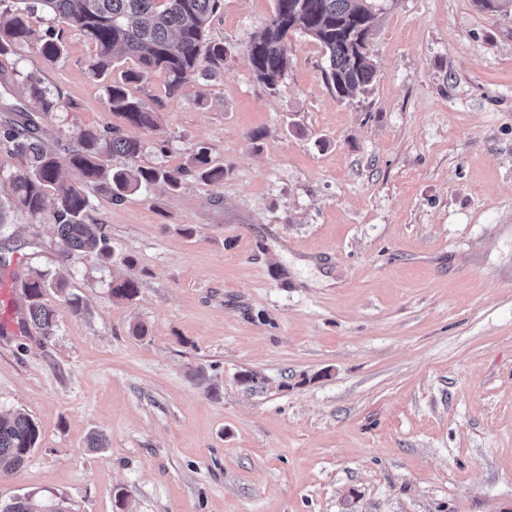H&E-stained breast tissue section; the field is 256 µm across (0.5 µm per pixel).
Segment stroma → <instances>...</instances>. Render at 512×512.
Listing matches in <instances>:
<instances>
[{"label":"stroma","instance_id":"1","mask_svg":"<svg viewBox=\"0 0 512 512\" xmlns=\"http://www.w3.org/2000/svg\"><path fill=\"white\" fill-rule=\"evenodd\" d=\"M370 3L377 73L341 100L300 32L278 89L258 82L246 49L276 2L223 0L217 78L130 84L154 130L107 111L83 39L27 15L67 54L0 56V112L34 71L74 104L42 120L48 144L115 127L142 149L113 166L173 169L202 143L228 173L120 203L86 187L103 261L66 251L47 213L0 227V412L40 429L0 504L512 512V8ZM37 268L67 276L48 336L26 320ZM124 278L134 299L112 296Z\"/></svg>","mask_w":512,"mask_h":512}]
</instances>
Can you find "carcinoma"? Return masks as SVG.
Returning a JSON list of instances; mask_svg holds the SVG:
<instances>
[{
  "instance_id": "1",
  "label": "carcinoma",
  "mask_w": 512,
  "mask_h": 512,
  "mask_svg": "<svg viewBox=\"0 0 512 512\" xmlns=\"http://www.w3.org/2000/svg\"><path fill=\"white\" fill-rule=\"evenodd\" d=\"M223 0H0V56L13 52L15 45L37 42L42 57L51 63L66 52L62 36L52 30L37 36L27 25L25 13L41 8L64 20L69 30L94 45L86 61L89 76L103 84L109 111L133 125L155 129L154 111L141 98L130 94L127 84L144 74L159 71L166 79L168 94L186 83L211 78L224 68V43L208 37L213 17ZM374 14L368 0H276L275 13L262 32L248 45V58L255 78L274 90L288 69V37L300 31L318 41L327 54L324 70L327 85L341 98L365 89L373 80L376 65L367 48ZM133 57L136 70L112 79L117 57ZM23 89L31 110L13 108L14 115L0 121V141L23 160V168L10 177L13 201H0V226L10 223L11 210L21 208L37 217L46 210L47 190L60 189L53 211V224L62 245L71 252L95 259L111 256V245L99 224L88 218L90 201L81 189L65 187L72 177L124 201L127 194L162 184L178 190L185 177L209 183L224 181V166L213 163L209 148L196 147L186 164L174 169L114 168L112 157H134L137 140L112 130L84 129L80 148L65 155L50 147L39 135V120L55 112H66L70 104L61 94H52L40 77L23 75ZM64 279L45 269H35L22 284L28 299V320L49 335L54 311L42 301L49 288L60 289ZM133 279L112 285V296L131 300L138 294ZM39 429L25 413L0 415V474L13 472L37 447ZM0 512H45L28 497H16L0 505Z\"/></svg>"
}]
</instances>
